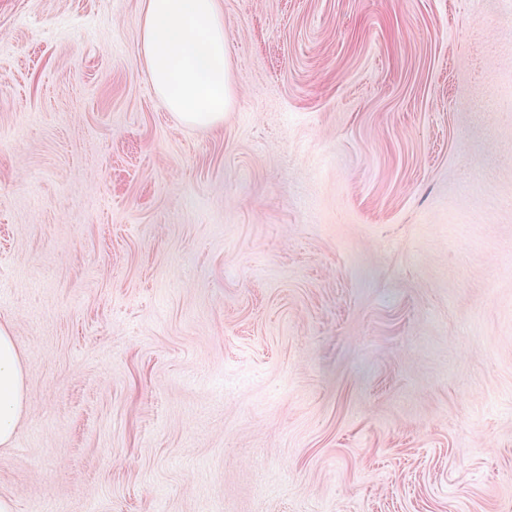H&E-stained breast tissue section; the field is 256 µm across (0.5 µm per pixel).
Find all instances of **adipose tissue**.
I'll use <instances>...</instances> for the list:
<instances>
[{"label": "adipose tissue", "mask_w": 512, "mask_h": 512, "mask_svg": "<svg viewBox=\"0 0 512 512\" xmlns=\"http://www.w3.org/2000/svg\"><path fill=\"white\" fill-rule=\"evenodd\" d=\"M141 51L150 82L181 123L223 122L233 88L219 0H144ZM29 406L22 354L0 322V451L11 448Z\"/></svg>", "instance_id": "ef3b65f1"}]
</instances>
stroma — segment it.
<instances>
[{
    "label": "stroma",
    "mask_w": 512,
    "mask_h": 512,
    "mask_svg": "<svg viewBox=\"0 0 512 512\" xmlns=\"http://www.w3.org/2000/svg\"><path fill=\"white\" fill-rule=\"evenodd\" d=\"M177 121L142 0H0L15 512H512V0H221ZM141 51L152 87L181 123L224 121L233 97L219 0H145Z\"/></svg>",
    "instance_id": "obj_1"
}]
</instances>
